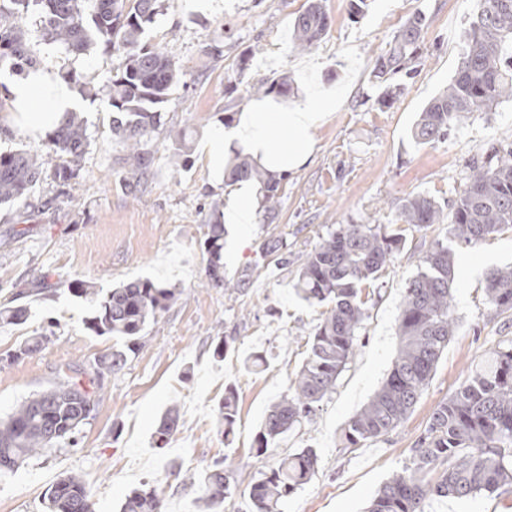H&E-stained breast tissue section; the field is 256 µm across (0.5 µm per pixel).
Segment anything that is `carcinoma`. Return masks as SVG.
<instances>
[{"mask_svg": "<svg viewBox=\"0 0 512 512\" xmlns=\"http://www.w3.org/2000/svg\"><path fill=\"white\" fill-rule=\"evenodd\" d=\"M41 18L48 41L67 53L83 55L95 45L119 54L121 61L110 79L107 98L116 112L112 131L126 149L124 163L130 187H138L151 172V141L165 131L181 142L185 131L167 125L159 105L176 82L178 67L164 52L143 42L145 26L158 13V0H0V72L28 65L22 20L29 11ZM426 15L414 13L377 57L373 77L385 85L407 69L416 57ZM330 28V18L318 3H310L294 20V47L313 49ZM254 91L288 98L292 82L283 75L251 85ZM512 101V0H478L465 35L464 48L448 86L419 112L410 130L420 145L448 137L474 112H490ZM89 146L87 123L76 111L63 114L46 134L42 147L0 152V206L33 207L29 193L43 174L42 149L59 158L53 178L62 188L79 175L80 161ZM234 181L263 186L265 210L275 215L281 183L238 152L230 170ZM417 193L403 199L396 223L324 224L318 241L299 259L292 287L310 305H328L306 342V357L288 393L272 404L255 436L256 456L268 453L281 436L295 431L335 388L353 360L369 303L388 263L407 242L406 232L448 225L449 242L436 241L420 258V270L406 283L397 318L400 346L386 380L353 416L342 433L343 449L354 452L400 428L429 384L433 370L457 329L452 305L455 252L448 246L476 245L512 229V142L491 148L472 166L466 189L448 205ZM224 225H206L203 250L207 283L226 290L247 287L254 270L235 279L224 275ZM262 252L276 266H288V238L271 235ZM71 295L88 304L85 323L98 336H112L122 345L99 357L94 376L84 380L65 376L25 398L0 420V472H12L29 459L77 445V435L97 408L95 382L118 374L128 355L145 346V330L175 300L177 291L148 277L113 288L75 280ZM485 300L496 317L512 320V266L489 271ZM28 319L24 305H1L0 324L21 325ZM47 329L20 346L15 358L42 351ZM178 413L170 409L160 419L156 444L162 448L178 427ZM237 424L235 393L228 388L218 409V430L229 437ZM319 463L310 446L294 451L265 470L249 488L252 512H281V504L307 484ZM435 471V479L427 474ZM198 484L205 507L217 509L236 488L234 472L216 460L190 484ZM512 486V338L502 337L471 370L468 379L437 405L416 442L413 466L387 481L371 501L368 512H425L432 497L470 498ZM91 494L74 474L59 478L44 494V512H85ZM120 512H160L153 489L128 494Z\"/></svg>", "mask_w": 512, "mask_h": 512, "instance_id": "1", "label": "carcinoma"}]
</instances>
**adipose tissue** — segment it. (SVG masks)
Returning <instances> with one entry per match:
<instances>
[{
	"label": "adipose tissue",
	"mask_w": 512,
	"mask_h": 512,
	"mask_svg": "<svg viewBox=\"0 0 512 512\" xmlns=\"http://www.w3.org/2000/svg\"><path fill=\"white\" fill-rule=\"evenodd\" d=\"M9 92L21 111L26 130L54 127L64 112L77 108L79 101L66 82L45 70L12 83ZM335 109V98L315 94L289 111L275 107L264 112H244L230 130H216L204 151L208 158H219L229 140L265 168L280 174L306 161L313 150V130Z\"/></svg>",
	"instance_id": "adipose-tissue-1"
}]
</instances>
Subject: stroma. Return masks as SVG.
<instances>
[{"mask_svg":"<svg viewBox=\"0 0 512 512\" xmlns=\"http://www.w3.org/2000/svg\"><path fill=\"white\" fill-rule=\"evenodd\" d=\"M363 16H352L350 0H324L331 19L326 38L301 52L293 46V21L306 0H223L221 10L204 0H160V13L145 28L147 44L180 67L179 81L161 107L168 124L188 128L190 164L173 173L175 144L165 135L151 142L155 160L137 188L125 180L124 151L112 132V109L102 89L120 62L95 48L67 57L46 41L38 15L25 19L28 48L41 69L76 71L97 88L81 113L90 145L80 175L67 190L53 179L58 162L44 154V175L30 191L41 213L22 221L16 208H0V302L19 294L31 315L26 324L0 326V417L26 397L66 376L91 377L113 339L84 324L86 307L71 296L79 279L112 288L148 277L178 295L145 335V347L123 370L96 389L99 402L76 447H62L0 475V512H42L45 491L66 474L80 476L92 491L94 512H117L134 488L155 489L162 512H206L198 487L185 476L224 460L236 488L218 512H249L248 491L261 469L279 456L309 446L319 455L313 478L288 497L283 512H366L384 483L411 466L413 448L434 408L466 378L500 337V320L485 303V276L512 264V230L456 251L452 290L458 326L418 403L403 426L355 452L343 450L348 421L386 379L398 351L396 319L407 280L447 225L412 230L405 248L387 267L383 286L369 306L354 360L302 427L281 438L274 451L255 454V436L270 405L286 394L303 359L306 341L322 309L301 301L286 273L268 263L261 245L271 234L288 235L293 255L309 250L325 224H391L402 199L425 193L448 204L465 187L469 165L486 149L512 140V102L476 112L447 139L415 145L410 138L422 107L454 74L464 32L477 0H367ZM428 23L418 44L413 74H397L396 99L380 106L382 93L372 69L405 20L416 11ZM219 47L208 56L205 46ZM247 68H240L241 58ZM289 76L294 102L314 92L335 96L338 106L317 127L309 161L290 170L281 184L276 218L257 210L254 224L227 226L224 271L235 278L246 267L260 274L242 292L228 294L206 283L204 226L213 200L236 190L225 167L213 166L202 148L218 128H231L255 97L248 88L262 77ZM55 327L41 352L14 359L19 346L47 321ZM220 336L233 342L224 359L213 356ZM265 362L253 366L254 354ZM237 394L238 427L225 442L216 427L226 388ZM178 428L165 448L154 433L168 408ZM426 512H512V487L467 499L435 498Z\"/></svg>","mask_w":512,"mask_h":512,"instance_id":"obj_1","label":"stroma"}]
</instances>
